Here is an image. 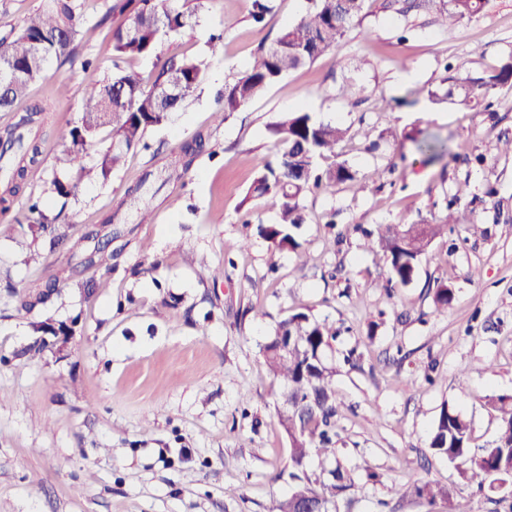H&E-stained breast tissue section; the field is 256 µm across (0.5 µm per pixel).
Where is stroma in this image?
<instances>
[{
    "label": "stroma",
    "mask_w": 512,
    "mask_h": 512,
    "mask_svg": "<svg viewBox=\"0 0 512 512\" xmlns=\"http://www.w3.org/2000/svg\"><path fill=\"white\" fill-rule=\"evenodd\" d=\"M80 2L74 61L52 62L26 100L0 112L1 131L33 106H54L44 180L15 198L0 226V512H271L295 482L262 346L296 312L341 330L327 358L341 401L337 455L352 481L348 512H447L452 502L512 512V489L488 500L427 448L446 403L470 419L473 449L488 445L498 431L488 401L512 396V155L498 151L512 138V89L496 94L491 113L427 96L445 65L478 72L512 52V0H490L448 27L412 0H367L335 51L221 124L218 91L311 0H269L260 24L253 0H188L184 35L118 62L115 0ZM218 30L224 51L215 55ZM171 57L200 62L195 97L149 129L107 180L81 182L65 198L51 193L48 180L65 172L55 131L79 123L86 89L118 72L151 86ZM349 76L357 90L344 97ZM299 110L348 127L320 165L344 160L357 172L354 183L304 199L302 261L259 236L278 212L246 197L276 152L267 124ZM410 129L451 140L453 157L426 161L402 139ZM199 134L190 167H173ZM461 185L458 208L479 233L449 225L414 281L386 291L387 264L364 251L362 229L439 223ZM34 202L62 226L57 249L27 227ZM103 244L111 267L85 266ZM51 285L58 292L46 304L22 308L24 295ZM443 286L453 299L440 312ZM40 321L71 328L65 350L27 354ZM416 478L447 488L450 502L394 494Z\"/></svg>",
    "instance_id": "obj_1"
}]
</instances>
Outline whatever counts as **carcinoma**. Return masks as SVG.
<instances>
[{"label": "carcinoma", "instance_id": "carcinoma-1", "mask_svg": "<svg viewBox=\"0 0 512 512\" xmlns=\"http://www.w3.org/2000/svg\"><path fill=\"white\" fill-rule=\"evenodd\" d=\"M313 2L314 6L289 25L272 46L261 50L244 71L224 85L216 113L219 123L289 72L335 50L365 5V0ZM488 3L489 0H418V6L434 11L445 26L480 14ZM111 11L128 14L126 21L112 31V54L119 59L151 55L162 39L182 34L191 26L192 11L177 5V0H116ZM82 23L79 0H43L16 37L0 42V80L7 81L0 94V110H11L25 97L33 83L47 76L52 61L75 58ZM201 81L199 62L183 58L165 62L149 90L131 73H118L89 88L81 122L58 130V137L66 146L63 163L75 170L76 176L72 180L53 178L51 192L66 197L84 179L107 178L123 164L126 153L142 142L148 129L166 123L171 113L194 97ZM443 82L447 83L446 91L442 95L428 92L431 101L446 100L488 112L496 90L512 89V55L480 75L452 68ZM45 112L47 108L41 106L26 110L0 137V171L5 176V189L0 196L3 213L11 209L13 199L25 186L42 180L40 142L29 138L27 131L35 124L42 128L48 125ZM104 131L112 135V146L99 154L94 166L88 167L84 163L86 147ZM268 131L278 152L254 179L247 197L265 198L279 211L278 222L259 226L258 233L273 249L296 252L301 248L295 230L304 223V197L323 185L357 180L356 172L345 161L326 169L318 165L319 159L336 154V145L345 139L349 129L326 123L310 112L297 111L283 115L268 126ZM407 139L433 158L446 152L444 144L436 140L417 135ZM202 140L199 134L184 143L174 164L188 169ZM463 192L460 187L448 199L441 224H391L375 240L372 233H364L366 247L382 255L389 267L385 288L409 285L432 240L444 226L463 220L456 208ZM29 229L48 239L52 249L64 240L60 226L44 214ZM338 335V329L299 312L278 322L262 347L269 372L295 402L288 415L280 416V423L291 443L290 462L297 470L293 474L296 486L277 501L273 512H299L302 500L310 502L311 512H340L343 495L351 487V478L334 448V418L340 406L335 370L321 359ZM281 336L288 337V344L294 346L286 355L279 348ZM491 407L498 415L499 428L495 439L481 453L472 452L470 422L461 411L446 404L428 443L432 456L453 464L460 478L481 491L492 489L497 480L505 483L512 479V396L498 397ZM313 455L329 466L314 477L305 470L307 459ZM396 493L402 499L415 495L434 502L440 498L448 501V512H464L451 502L447 489L434 488L428 482L410 481L397 486Z\"/></svg>", "mask_w": 512, "mask_h": 512}]
</instances>
